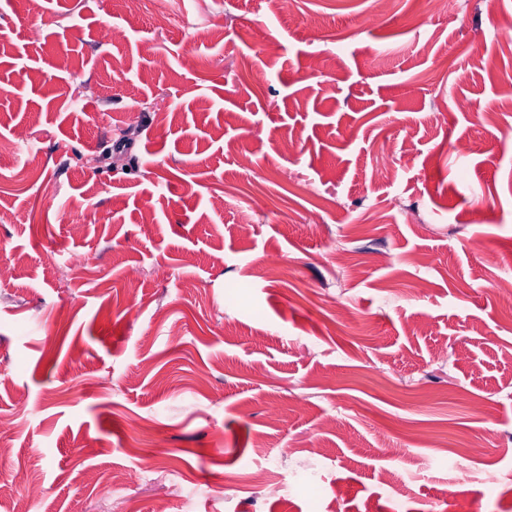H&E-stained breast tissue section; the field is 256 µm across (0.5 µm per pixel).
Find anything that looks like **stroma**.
Instances as JSON below:
<instances>
[{
    "mask_svg": "<svg viewBox=\"0 0 512 512\" xmlns=\"http://www.w3.org/2000/svg\"><path fill=\"white\" fill-rule=\"evenodd\" d=\"M0 266V512H512V0H0Z\"/></svg>",
    "mask_w": 512,
    "mask_h": 512,
    "instance_id": "35a3bbf8",
    "label": "stroma"
}]
</instances>
